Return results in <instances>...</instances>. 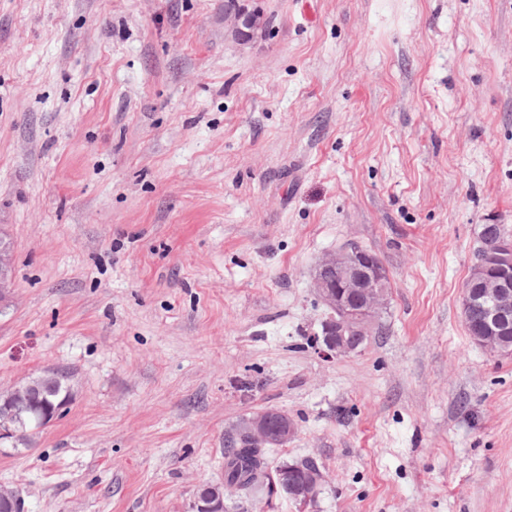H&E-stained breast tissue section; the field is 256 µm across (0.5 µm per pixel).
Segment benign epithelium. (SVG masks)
<instances>
[{"label":"benign epithelium","instance_id":"obj_1","mask_svg":"<svg viewBox=\"0 0 512 512\" xmlns=\"http://www.w3.org/2000/svg\"><path fill=\"white\" fill-rule=\"evenodd\" d=\"M224 20L230 22L232 31L242 40L252 38L265 26L262 14L245 6L224 10ZM479 240L480 259L471 267L468 282L479 284L481 294L474 297L469 290H463L461 314L466 319L473 306H481L485 311V327L469 336L487 352L507 356L512 353V344L502 337L512 335V237L499 234L493 225L485 224ZM11 252V242L0 236L1 302L9 296L14 276ZM336 271L341 275L338 282L326 276ZM388 279L385 265L358 243L323 258L314 276V288L329 311L319 347L324 357L337 358L358 350L385 303ZM245 428L256 448L284 445L294 433L292 419L276 409L248 419ZM322 480L323 475L318 473L308 475L305 482L297 486L285 479L282 490L289 499L304 505ZM0 502L3 512H14L21 503L19 490L1 489ZM196 512H224L223 492L212 489L210 494L199 498Z\"/></svg>","mask_w":512,"mask_h":512}]
</instances>
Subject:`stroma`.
Instances as JSON below:
<instances>
[{"instance_id":"obj_1","label":"stroma","mask_w":512,"mask_h":512,"mask_svg":"<svg viewBox=\"0 0 512 512\" xmlns=\"http://www.w3.org/2000/svg\"><path fill=\"white\" fill-rule=\"evenodd\" d=\"M0 0V392L71 400L0 446L26 512H194L268 409L315 504L227 512H512V357L473 343L463 285L512 231V0ZM390 276L357 353L324 358L319 262ZM224 21H229L232 31L241 40H249L265 26L262 14L247 7L237 6L234 9H224ZM11 242L0 236V301L9 296L11 282L14 276V268L11 264ZM58 372L37 377L36 379L40 380L37 388L16 398L11 411L3 417L0 415V425L14 433L12 439L9 440L13 448H31L36 434L45 428L38 424L42 415L46 414L49 409L57 407V404L63 399H67L69 402L71 390L67 383L68 375ZM65 407L66 403L60 404L50 416H45L43 420L46 421L50 418L49 425ZM11 431L1 430L0 435L12 434Z\"/></svg>"}]
</instances>
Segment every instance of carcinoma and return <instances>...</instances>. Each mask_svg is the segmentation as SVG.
<instances>
[{
	"mask_svg": "<svg viewBox=\"0 0 512 512\" xmlns=\"http://www.w3.org/2000/svg\"><path fill=\"white\" fill-rule=\"evenodd\" d=\"M68 375L53 372L39 377L37 388L13 401L11 411L0 416V425L13 432L11 443L15 449L32 447L42 426L38 421L49 409L63 399H70ZM319 467L311 460L284 461L276 467L274 477L267 474L264 449L251 447L245 432H240L232 448L224 457V485L245 494H271L279 486V479H301Z\"/></svg>",
	"mask_w": 512,
	"mask_h": 512,
	"instance_id": "cac0c4a2",
	"label": "carcinoma"
}]
</instances>
